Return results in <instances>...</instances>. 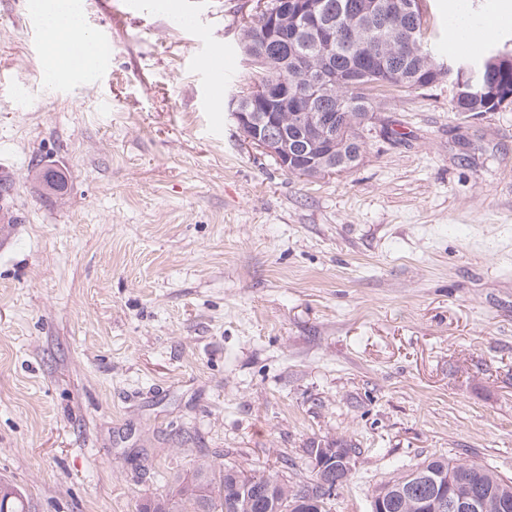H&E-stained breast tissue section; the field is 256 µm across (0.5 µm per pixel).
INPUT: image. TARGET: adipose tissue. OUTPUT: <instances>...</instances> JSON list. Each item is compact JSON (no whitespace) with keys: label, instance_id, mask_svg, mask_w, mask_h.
<instances>
[{"label":"adipose tissue","instance_id":"adipose-tissue-1","mask_svg":"<svg viewBox=\"0 0 512 512\" xmlns=\"http://www.w3.org/2000/svg\"><path fill=\"white\" fill-rule=\"evenodd\" d=\"M33 11L40 15L49 36L47 67L53 77L68 80L80 75L85 80H93V40L87 34L72 0H36ZM454 16L448 39L455 49L466 52L473 47L468 36L471 25H478L482 38L488 40L512 23V0H501L498 11L485 15L477 23L472 21L461 2L456 5Z\"/></svg>","mask_w":512,"mask_h":512}]
</instances>
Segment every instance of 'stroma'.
<instances>
[{"instance_id": "35a3bbf8", "label": "stroma", "mask_w": 512, "mask_h": 512, "mask_svg": "<svg viewBox=\"0 0 512 512\" xmlns=\"http://www.w3.org/2000/svg\"><path fill=\"white\" fill-rule=\"evenodd\" d=\"M0 0V481L27 512H138L198 461L310 481L331 512L444 457L512 480V103L394 93L351 170L288 174L228 110L247 0H81L93 83L51 82ZM224 79V96L210 92Z\"/></svg>"}]
</instances>
